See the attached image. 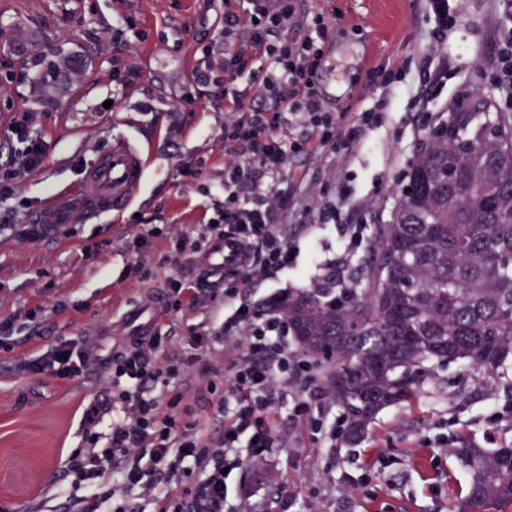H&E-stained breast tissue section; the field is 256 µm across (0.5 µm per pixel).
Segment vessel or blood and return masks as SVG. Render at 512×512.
<instances>
[{
  "instance_id": "vessel-or-blood-1",
  "label": "vessel or blood",
  "mask_w": 512,
  "mask_h": 512,
  "mask_svg": "<svg viewBox=\"0 0 512 512\" xmlns=\"http://www.w3.org/2000/svg\"><path fill=\"white\" fill-rule=\"evenodd\" d=\"M148 168L143 150L127 139L116 140L83 176L80 193L49 195L31 215L35 224H92L102 215L120 216L141 193Z\"/></svg>"
}]
</instances>
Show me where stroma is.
<instances>
[{
	"instance_id": "obj_1",
	"label": "stroma",
	"mask_w": 512,
	"mask_h": 512,
	"mask_svg": "<svg viewBox=\"0 0 512 512\" xmlns=\"http://www.w3.org/2000/svg\"><path fill=\"white\" fill-rule=\"evenodd\" d=\"M470 0L448 30L438 60L446 79L424 88L428 109L407 111L403 100L420 88L417 66L433 28L423 0H298L308 13L321 10L336 26L327 35L328 58L319 85L336 86L331 105L346 118L374 105L382 72L403 67L402 102L387 112L384 124L356 149L344 174L354 210L360 197L390 211L391 192L406 164L444 110L469 86L484 87L504 111L505 96L492 77L501 14L512 13V0ZM222 0H0V44L23 43L28 56L46 41L88 55L91 66L71 74L66 92L52 86L15 81L19 61L0 51V140L7 138L17 113L36 112L44 144L39 168L20 183L11 199L0 202V320L24 323L31 310L47 312L35 334L20 333L12 350H0V512H39L50 501L61 512L63 499L48 500L52 484H66L65 460L81 439L78 408L91 398L104 405L100 370L76 381L16 371L24 358L58 343L88 337L102 359L112 357L122 337L113 333L122 317L165 294L176 270L194 276L193 261L181 267L163 264L176 237H199L224 198V100L217 86L194 87L191 75L200 42L222 24ZM192 103H183L185 93ZM124 137L154 161L132 209L121 217L102 216L93 224L71 225L67 233L22 241L11 232L52 192H77L82 173L94 158ZM200 162L202 174L185 182L179 160ZM168 225L170 236L137 249L139 232ZM320 264L298 256L294 269L255 288L253 302L270 307L287 288H307L333 272L356 278L366 249L351 253L345 266L346 239L336 225L319 224ZM141 261L153 277L141 283L128 274ZM221 302L159 313L161 327H173L171 354L185 359L199 351L187 342L192 328L209 324ZM183 418L204 439L223 427L217 397L186 390ZM512 442V365L485 378L458 361L434 366L416 406L381 411L368 435L356 443L329 448L313 440L304 422L281 419L272 448L262 463H245L230 477L237 494L230 512H453L468 491V472L449 455L466 441L489 447ZM359 485L348 496L349 485Z\"/></svg>"
}]
</instances>
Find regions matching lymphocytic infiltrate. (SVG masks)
Listing matches in <instances>:
<instances>
[{
    "mask_svg": "<svg viewBox=\"0 0 512 512\" xmlns=\"http://www.w3.org/2000/svg\"><path fill=\"white\" fill-rule=\"evenodd\" d=\"M328 29L324 12L301 14L296 0H225L224 25L194 67V84L224 77V200L206 232L230 243L236 259L218 279L207 269L192 279L169 277L165 308L224 300L219 327L200 328L193 337L205 350L215 339L224 341L223 431L204 441L181 424V397L169 387L190 384L193 363L161 359L172 340L168 331L132 337L108 362L88 342L73 340L18 363L27 374L64 380L100 368L112 392L111 408L92 402L81 412L83 440L66 463L77 490L67 512H100L105 504L111 512H135L132 502L141 498L155 501L156 512H225L232 494L228 471L246 460L263 461L289 401L296 415L316 410L319 439L344 437L346 419L332 416L334 403L316 366L289 346L284 315L258 311L249 298L254 286L295 266L296 243L311 238L312 221L337 225L350 245L364 243L362 225L338 204L349 194L345 184L336 196L314 193L304 200L288 171L293 154L331 149L347 159L399 96L387 80L375 107L357 119L331 112L315 81ZM245 73L249 81L239 84ZM5 148L0 199L42 163L34 113L22 114ZM162 486L171 494L158 496Z\"/></svg>",
    "mask_w": 512,
    "mask_h": 512,
    "instance_id": "lymphocytic-infiltrate-1",
    "label": "lymphocytic infiltrate"
}]
</instances>
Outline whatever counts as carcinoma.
Returning a JSON list of instances; mask_svg holds the SVG:
<instances>
[{"mask_svg":"<svg viewBox=\"0 0 512 512\" xmlns=\"http://www.w3.org/2000/svg\"><path fill=\"white\" fill-rule=\"evenodd\" d=\"M60 55L51 47L34 58L32 81L63 82L60 65H87ZM488 115L450 112L438 125L452 133L421 142L405 174L413 191L396 193L389 219L375 225L362 292L340 295L329 283L290 289L275 304L349 414L348 442L383 409L418 401L433 365L458 360L492 375L512 356V112L495 113L496 136L485 132ZM452 452L470 475L456 512L512 508V444Z\"/></svg>","mask_w":512,"mask_h":512,"instance_id":"obj_1","label":"carcinoma"}]
</instances>
